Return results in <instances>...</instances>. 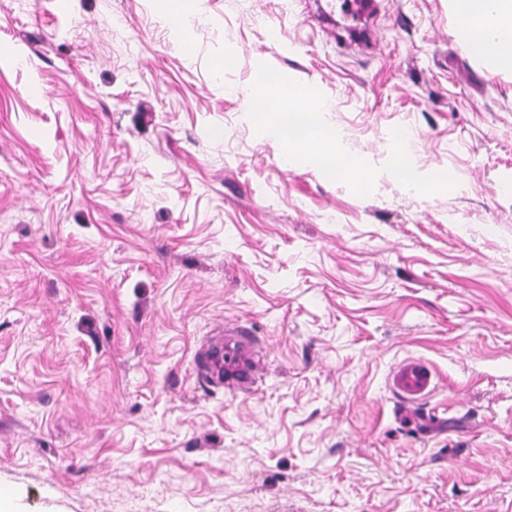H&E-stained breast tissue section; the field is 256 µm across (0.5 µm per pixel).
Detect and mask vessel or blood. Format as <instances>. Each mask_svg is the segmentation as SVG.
Returning <instances> with one entry per match:
<instances>
[{
	"mask_svg": "<svg viewBox=\"0 0 512 512\" xmlns=\"http://www.w3.org/2000/svg\"><path fill=\"white\" fill-rule=\"evenodd\" d=\"M198 371L231 391L251 390L263 370L254 342L239 328L225 330L223 345L209 342L197 349ZM434 371L415 359L402 363L394 371L391 386L405 406L418 404L433 390Z\"/></svg>",
	"mask_w": 512,
	"mask_h": 512,
	"instance_id": "b4317fda",
	"label": "vessel or blood"
}]
</instances>
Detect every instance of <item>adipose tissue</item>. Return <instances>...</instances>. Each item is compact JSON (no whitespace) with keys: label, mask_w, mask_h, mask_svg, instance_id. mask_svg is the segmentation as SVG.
I'll return each instance as SVG.
<instances>
[{"label":"adipose tissue","mask_w":512,"mask_h":512,"mask_svg":"<svg viewBox=\"0 0 512 512\" xmlns=\"http://www.w3.org/2000/svg\"><path fill=\"white\" fill-rule=\"evenodd\" d=\"M455 38L496 68L512 71V0H455ZM261 130L283 147L284 158L312 154L330 171L368 182L369 169L342 146V137L324 121L332 104L306 87L284 86L260 74L248 91Z\"/></svg>","instance_id":"ef3b65f1"}]
</instances>
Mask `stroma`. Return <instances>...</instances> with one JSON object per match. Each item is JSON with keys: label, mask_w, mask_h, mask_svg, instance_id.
Returning a JSON list of instances; mask_svg holds the SVG:
<instances>
[{"label": "stroma", "mask_w": 512, "mask_h": 512, "mask_svg": "<svg viewBox=\"0 0 512 512\" xmlns=\"http://www.w3.org/2000/svg\"><path fill=\"white\" fill-rule=\"evenodd\" d=\"M455 22L382 0L353 52L336 0H198L184 36L155 0H0L13 512H512V72ZM260 70L331 102L368 183L282 162ZM402 127L433 187L392 175ZM235 323L247 393L193 359ZM409 359L436 380L403 420Z\"/></svg>", "instance_id": "obj_1"}]
</instances>
